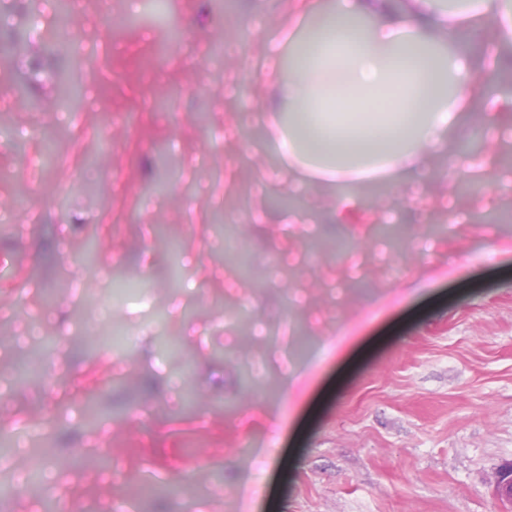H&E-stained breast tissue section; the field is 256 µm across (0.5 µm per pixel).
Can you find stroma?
<instances>
[{"label": "stroma", "mask_w": 512, "mask_h": 512, "mask_svg": "<svg viewBox=\"0 0 512 512\" xmlns=\"http://www.w3.org/2000/svg\"><path fill=\"white\" fill-rule=\"evenodd\" d=\"M141 9L76 0L49 55L54 7L0 0V38L24 39L0 74V512H512L496 491L512 461V137L497 134L512 95L496 117L463 113L417 176L438 198L436 173L480 133L488 162L457 179L483 192L463 207L419 208L385 180L341 196L284 174L275 115L244 108L282 0H174L175 44L117 29ZM58 73L83 83L79 111H59ZM293 194L309 233L271 205ZM373 208L405 225L400 256ZM232 217L244 278L210 232ZM273 259L289 272L275 286ZM246 294L253 327L226 333ZM285 321L311 336L303 357L254 332ZM247 357L260 389L237 384ZM34 466L50 484L14 488Z\"/></svg>", "instance_id": "stroma-1"}]
</instances>
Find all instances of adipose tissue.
<instances>
[{
	"instance_id": "adipose-tissue-1",
	"label": "adipose tissue",
	"mask_w": 512,
	"mask_h": 512,
	"mask_svg": "<svg viewBox=\"0 0 512 512\" xmlns=\"http://www.w3.org/2000/svg\"><path fill=\"white\" fill-rule=\"evenodd\" d=\"M465 2L446 18L432 12V0H344L329 10L331 18L368 25L355 41L329 44L294 66L288 101L295 120L280 134L279 151L304 153L310 175L339 187L370 177L378 161L398 172L419 166L457 113L487 104L488 61L459 43V30L488 29L501 45L512 44V0ZM284 8L285 21L268 36L267 82H278L294 50L296 23L316 11L313 0H286ZM306 115L323 123L322 136H309Z\"/></svg>"
}]
</instances>
